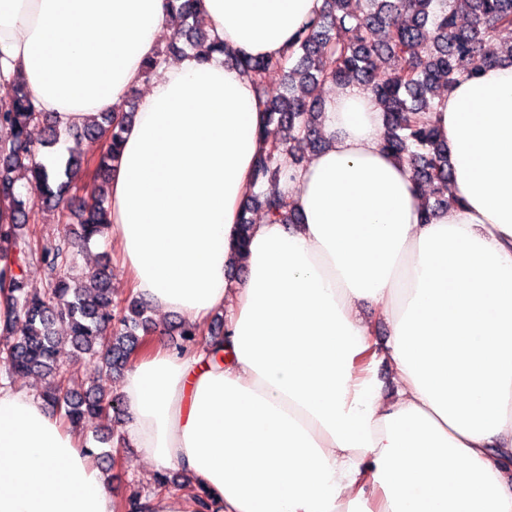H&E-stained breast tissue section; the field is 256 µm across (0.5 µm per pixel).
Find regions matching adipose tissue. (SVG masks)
Segmentation results:
<instances>
[{"instance_id":"obj_1","label":"adipose tissue","mask_w":512,"mask_h":512,"mask_svg":"<svg viewBox=\"0 0 512 512\" xmlns=\"http://www.w3.org/2000/svg\"><path fill=\"white\" fill-rule=\"evenodd\" d=\"M318 5L201 9L225 53L276 57ZM170 19L168 0H0V76L22 74L61 127L143 88L103 238L133 294L193 324L226 320L221 349L137 355L123 439L217 512H512V59L435 99L454 202L429 216L383 146L374 96L337 87L326 147L279 185L300 224H255L232 281L265 115L224 54L186 53L144 82ZM115 510L79 433L0 386V512Z\"/></svg>"}]
</instances>
